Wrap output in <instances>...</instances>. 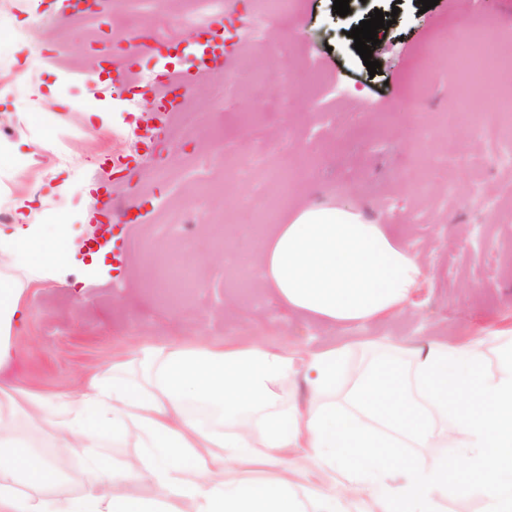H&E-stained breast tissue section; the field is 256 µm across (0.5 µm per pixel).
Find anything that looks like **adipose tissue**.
Wrapping results in <instances>:
<instances>
[{
    "label": "adipose tissue",
    "instance_id": "obj_1",
    "mask_svg": "<svg viewBox=\"0 0 512 512\" xmlns=\"http://www.w3.org/2000/svg\"><path fill=\"white\" fill-rule=\"evenodd\" d=\"M15 222L0 227V335L20 312L23 288L57 279L69 265V224L85 211L57 210L45 220L29 197L11 201ZM284 224H235L224 233L258 240L257 253L232 250L231 265L253 269L275 309L338 329L363 328L406 310L426 275L418 255L345 203L302 201ZM486 339H424L393 345L350 378L342 374L349 346L291 349L250 336L223 344L171 341L139 347L111 378L91 376L83 391L55 401L25 395V425L0 406V512H385L381 485L337 481L319 460L309 421L336 402L361 423L430 456L473 442L420 397L415 372L430 350L481 354ZM303 382L307 400L291 388ZM52 425L56 440L85 451L87 491L53 498L61 476L52 461L25 462L35 428ZM116 445L137 441L149 454L122 465L98 451L103 431ZM148 478L155 498L139 492ZM112 487L99 493L100 484Z\"/></svg>",
    "mask_w": 512,
    "mask_h": 512
}]
</instances>
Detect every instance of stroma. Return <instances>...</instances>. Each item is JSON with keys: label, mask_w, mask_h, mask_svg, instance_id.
I'll list each match as a JSON object with an SVG mask.
<instances>
[{"label": "stroma", "mask_w": 512, "mask_h": 512, "mask_svg": "<svg viewBox=\"0 0 512 512\" xmlns=\"http://www.w3.org/2000/svg\"><path fill=\"white\" fill-rule=\"evenodd\" d=\"M47 2L0 0V142L43 136L28 88L53 86L59 98L54 135L66 151L53 158V170L32 166L10 186L33 195L49 214L63 206L83 209L82 184L127 152L132 125L142 119L136 94L147 90L160 99L169 86L155 78L159 58L126 53L118 41L129 20L120 0L105 15L66 24ZM228 2L221 18L237 35L224 69L198 78L181 100L182 110L203 114L204 123L185 137L166 120L167 161L138 158L111 181L112 210L134 206L140 216L113 225L108 255L95 269L76 259L61 280L24 289L28 318L0 338L14 355L0 371L1 386L57 397L82 388L91 374L111 376L113 361L131 359L141 343L220 342L233 332L295 348L350 344L347 371L355 374L373 362L371 344L486 336L502 318H512V168L495 161L483 136L448 131L461 81L452 61L457 37L486 17L502 46L512 48V0H439L425 12L415 0H350L344 17L334 14V0H297L288 23L269 24L261 36L241 32L254 0ZM377 9L397 17L378 32L372 57L380 66L372 75L347 32ZM186 10V0H164L149 16L152 27L179 45L178 70L192 62L186 50L192 28L174 23ZM28 17L38 19L56 52L49 67L24 73L19 61L30 43L20 22ZM105 40L122 74L112 96L100 99L92 50ZM420 52L435 64L424 84L414 69ZM95 111L111 114L108 129L89 126L86 115ZM218 139L228 148L221 159L206 148ZM280 146L299 173L293 188L307 201L358 207L418 254L428 276L405 312L361 331H337L303 316H279L260 285L227 275L224 250L238 242L215 236L213 225L253 224L280 204L262 180L243 183L229 174L241 160ZM197 169L208 172L207 183L195 179ZM64 183L71 187L65 197L57 192ZM231 194L248 198V206L228 203ZM188 220L193 228L184 237L156 230ZM199 254L210 255V262L198 265ZM175 255L192 280L158 288L153 258ZM36 443V455L62 472L56 495H81L83 449L58 447L48 427L37 432Z\"/></svg>", "instance_id": "1"}]
</instances>
